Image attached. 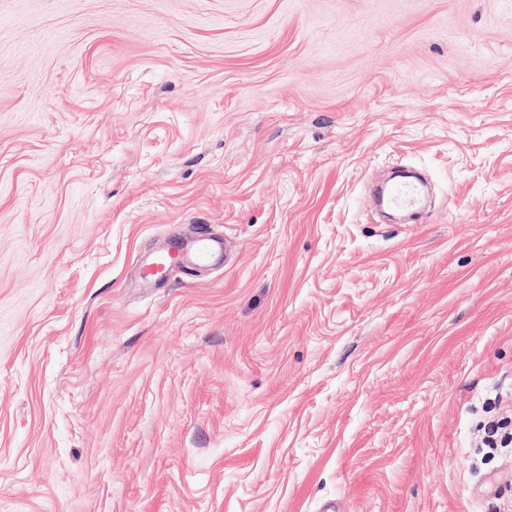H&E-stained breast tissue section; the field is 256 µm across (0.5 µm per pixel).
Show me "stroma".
Returning <instances> with one entry per match:
<instances>
[{"instance_id":"stroma-1","label":"stroma","mask_w":512,"mask_h":512,"mask_svg":"<svg viewBox=\"0 0 512 512\" xmlns=\"http://www.w3.org/2000/svg\"><path fill=\"white\" fill-rule=\"evenodd\" d=\"M493 415L512 0H0V512H491ZM422 188L412 180L392 182L378 192V201L388 208L411 211L420 205ZM223 252V240L199 235L187 247L180 246V252L167 250L158 253L143 269V278L158 285L167 283L178 271L185 268L190 260L196 267H208L217 263Z\"/></svg>"}]
</instances>
